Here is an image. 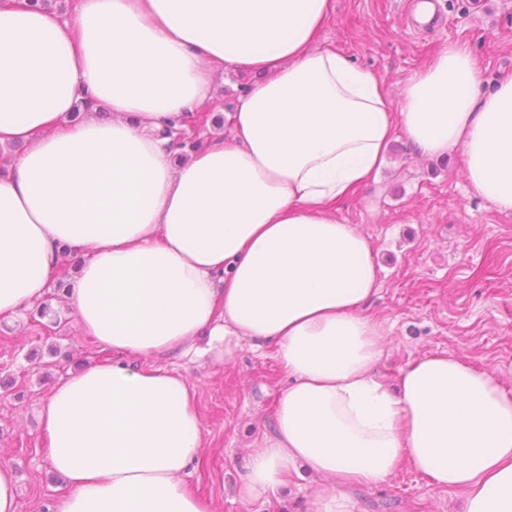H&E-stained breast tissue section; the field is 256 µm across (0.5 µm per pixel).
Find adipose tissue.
Wrapping results in <instances>:
<instances>
[{"label": "adipose tissue", "instance_id": "ef3b65f1", "mask_svg": "<svg viewBox=\"0 0 512 512\" xmlns=\"http://www.w3.org/2000/svg\"><path fill=\"white\" fill-rule=\"evenodd\" d=\"M334 0H80L54 17L0 0V315L40 301L61 245L84 260L64 296L112 360L41 401L50 512H211L186 483L204 446L194 390L165 358L228 365L269 346L290 382L248 456L242 501L315 478L310 512H354L350 485L408 464L512 512V393L457 356L426 355L397 388L365 312L379 267L336 215L404 136L461 151L475 193L512 211V77L484 83L460 43L384 79L319 44ZM219 68L261 73L200 151L162 131L212 99ZM106 104L71 120L78 103Z\"/></svg>", "mask_w": 512, "mask_h": 512}]
</instances>
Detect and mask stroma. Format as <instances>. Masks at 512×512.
<instances>
[{"mask_svg":"<svg viewBox=\"0 0 512 512\" xmlns=\"http://www.w3.org/2000/svg\"><path fill=\"white\" fill-rule=\"evenodd\" d=\"M416 0H335L322 33L355 64L383 78L392 93L451 42L465 44L487 78L512 75V0H437L445 27H416ZM388 166L361 186L339 218L370 238L382 268L369 313L383 321L387 351L377 367L397 382L402 369L431 352L494 369L512 391V211L504 212L468 185L461 151L444 158L416 155L404 137L388 146ZM70 353L58 363L51 347ZM35 361H28L30 350ZM111 350L77 336L73 325L55 334L31 321L28 310L0 316V459L18 474L19 512H47L67 491L47 459L39 406L69 371L110 359ZM167 367L186 373L195 391L205 445L190 471L192 490L213 512H305L311 477L295 478L273 504L237 496L249 453L273 430L275 402L287 385L272 350L243 347L230 365ZM356 512H460L458 491L438 488L400 468L384 483L350 492Z\"/></svg>","mask_w":512,"mask_h":512,"instance_id":"35a3bbf8","label":"stroma"}]
</instances>
